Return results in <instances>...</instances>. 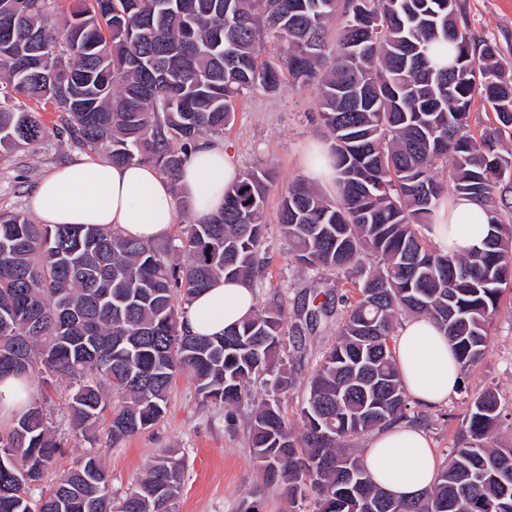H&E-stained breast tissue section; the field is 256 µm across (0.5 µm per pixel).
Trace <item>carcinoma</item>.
I'll return each instance as SVG.
<instances>
[{
	"label": "carcinoma",
	"instance_id": "cac0c4a2",
	"mask_svg": "<svg viewBox=\"0 0 512 512\" xmlns=\"http://www.w3.org/2000/svg\"><path fill=\"white\" fill-rule=\"evenodd\" d=\"M62 2L0 0L1 150L47 136L27 102L52 104L56 134L114 164L153 163L176 192L189 153L202 135L224 133L241 94L273 93L285 73L316 89L337 194L297 180L279 223L295 265L336 271L352 301L309 379L300 429L274 400L252 413L250 447L267 482L290 504L312 494V512H512V448L497 445L512 412L490 390L469 403L467 438L414 501L377 487L346 447L392 422L425 421L392 351L399 315L441 325L465 373L485 355L512 292V223L502 214L512 210V67L462 20L459 0H81L68 14ZM268 38L281 46L275 63L261 59ZM445 45L458 54L440 70L429 53ZM477 99L491 111L475 119L476 135ZM269 179L248 170L228 185L221 212L185 225L177 262L100 226H38L1 211L0 378L70 380V424L83 437L119 396L114 441L165 416L179 373L202 400L241 405L279 358L284 308L194 336L175 298L189 302L221 277L253 285ZM450 189L488 214L487 238L464 253H442L419 231ZM333 310L325 299L292 324L293 337ZM19 360L27 371L14 370ZM63 454L29 396L0 436V512H171L182 490L183 460L168 451L116 503L91 450L37 492Z\"/></svg>",
	"mask_w": 512,
	"mask_h": 512
}]
</instances>
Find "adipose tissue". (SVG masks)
Wrapping results in <instances>:
<instances>
[{
    "label": "adipose tissue",
    "mask_w": 512,
    "mask_h": 512,
    "mask_svg": "<svg viewBox=\"0 0 512 512\" xmlns=\"http://www.w3.org/2000/svg\"><path fill=\"white\" fill-rule=\"evenodd\" d=\"M237 171L235 154L225 144L200 143L183 168L178 189L148 164L116 165L106 160L79 161L42 178L30 207L45 224H97L145 242L166 239L176 219L175 194H182L197 219L218 213L224 190ZM487 212L459 196L442 204L432 238L438 249L465 252L480 245ZM255 295L239 280H217L196 295L183 325L194 335H211L253 313ZM394 352L402 385L413 402L426 409L447 404L454 394L459 366L452 346L432 319L405 320L395 336ZM361 458L373 482L392 497L414 500L433 485L438 459L420 427L393 423L374 431Z\"/></svg>",
    "instance_id": "1"
}]
</instances>
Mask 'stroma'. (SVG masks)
Instances as JSON below:
<instances>
[{"label": "stroma", "mask_w": 512, "mask_h": 512, "mask_svg": "<svg viewBox=\"0 0 512 512\" xmlns=\"http://www.w3.org/2000/svg\"><path fill=\"white\" fill-rule=\"evenodd\" d=\"M462 14L475 35L496 42L500 56L512 64V0H459ZM234 123L219 142L232 144L237 169L270 170L264 210L267 226L260 252L263 271L253 290L258 307L283 306L289 321H297L303 304L325 293L343 294L336 276L327 270L300 271L291 263L288 242L279 230L281 198L288 183L308 179L304 154L309 144L330 142V133L319 118L314 88L284 82L279 91H253L235 104ZM94 153L80 148L68 137L47 135L20 151L0 150V210L29 213V201L37 182L67 164L94 160ZM335 318L323 319L306 333L302 344L285 337L278 362L249 386L250 400L235 409L203 401L193 381L177 375L170 392L165 417L139 433L112 441L109 418H102L94 441L74 436L68 427L67 405L72 392L68 380L49 386L34 385L33 392L45 408L48 424L66 453L45 475L52 486L63 470L74 466L88 446L100 448L112 476L114 493L126 491L134 478L161 451L174 449L186 461L181 494L173 512H242L251 494L262 498L263 512H286L288 505L279 487L266 483L248 445L250 415L254 402L273 399L292 426H300L308 381L323 350L336 338ZM292 379L281 389L282 374ZM467 393L454 394L446 406L427 410L425 431L438 459L465 436L462 422L469 395L496 391L503 407L512 406V294H505L491 328L484 358L466 374Z\"/></svg>", "instance_id": "stroma-1"}]
</instances>
